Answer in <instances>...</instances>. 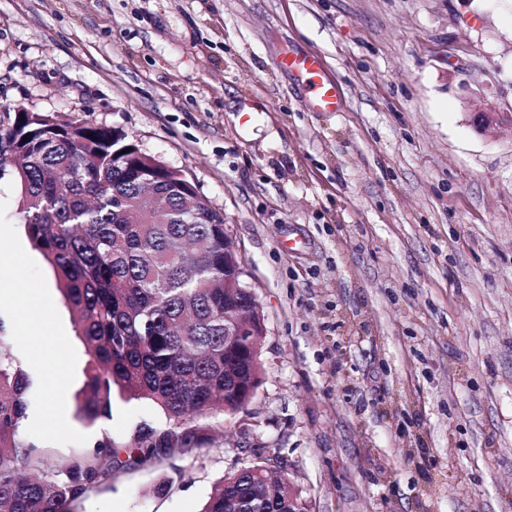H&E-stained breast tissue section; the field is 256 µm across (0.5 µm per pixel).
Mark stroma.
Listing matches in <instances>:
<instances>
[{
	"mask_svg": "<svg viewBox=\"0 0 512 512\" xmlns=\"http://www.w3.org/2000/svg\"><path fill=\"white\" fill-rule=\"evenodd\" d=\"M290 51L323 57L342 111L308 110ZM490 101L512 115V0H0V104L116 129L181 170L266 326L244 412L194 420L201 443L172 463L120 455L72 512H200L259 453L307 512H512V138L470 121ZM18 200L0 178L21 440L62 462L166 427L121 397L77 417L86 347ZM48 320L64 355L19 337Z\"/></svg>",
	"mask_w": 512,
	"mask_h": 512,
	"instance_id": "obj_1",
	"label": "stroma"
}]
</instances>
